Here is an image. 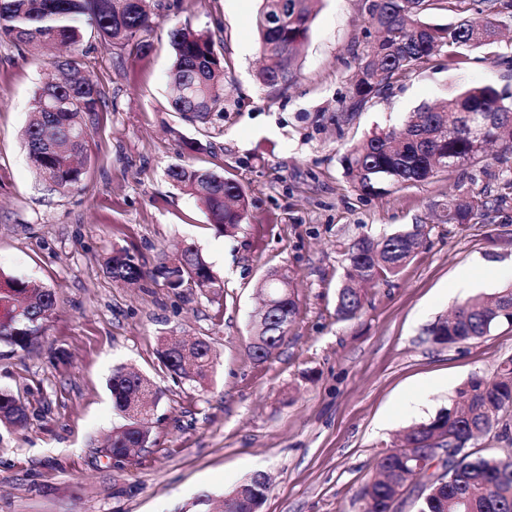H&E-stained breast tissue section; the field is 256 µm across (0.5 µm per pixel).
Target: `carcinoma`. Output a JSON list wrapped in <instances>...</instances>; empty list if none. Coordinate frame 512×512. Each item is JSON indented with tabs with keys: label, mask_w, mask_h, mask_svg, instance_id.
Wrapping results in <instances>:
<instances>
[{
	"label": "carcinoma",
	"mask_w": 512,
	"mask_h": 512,
	"mask_svg": "<svg viewBox=\"0 0 512 512\" xmlns=\"http://www.w3.org/2000/svg\"><path fill=\"white\" fill-rule=\"evenodd\" d=\"M315 0H261L255 16L260 51L270 64L259 72L267 86L288 85L296 77L295 63L307 38ZM467 0H370L369 19L381 37L368 46L357 68L348 113L359 112L390 87L434 65L443 56L460 64L457 49L491 48L498 42L496 16L512 8V0H481L478 17L465 16ZM435 9L459 15L456 23L440 27L424 16ZM90 26L112 47H132L146 53L145 38L158 26L147 0H0V39L17 46L36 45L47 51L77 46ZM174 51L169 71L172 107L183 118L207 123L224 101V56L211 38L189 27L169 31ZM61 78L37 89L24 129V144L35 174L55 191L82 189L89 158L91 130L99 114L109 109L104 93L84 73L86 63L74 57L54 61ZM489 112L491 127L478 141L471 128L473 115ZM496 146L512 155V97L492 86L472 85L464 91L412 113L398 131L379 130L348 145L342 157L345 175L361 196H380L406 184L424 182L440 174L481 163L487 149ZM168 176L193 195L216 230L231 233L248 215V198L236 181L215 171L176 166ZM478 194H450L435 203L440 219L448 224H470L486 209ZM419 226L410 231L364 237L349 250V267L336 295V313L351 320L361 312L364 287L384 281L410 261L421 245ZM180 277L168 286L211 291L221 281L192 246L174 259ZM114 279L135 283L163 275L167 262L153 270L135 264L129 254L115 251L105 261ZM262 296L277 302L267 315L257 314L250 349L262 361L288 333L298 313V302L287 271L274 270L259 285ZM56 309V296L48 288L0 272V344L27 352L39 344ZM502 323L512 325V286L477 302L460 305L450 318H439L426 334L438 345L477 340ZM176 337L161 341L160 358L172 373L195 382L207 379L212 369L210 344L196 339L187 356L172 349ZM151 381L124 367L113 370L109 388L115 409L127 423L112 433L111 458L130 459L149 439L150 413L140 411ZM467 405L450 407L428 422L402 431L418 448L435 434L469 442L493 430L505 438L512 433V359L503 362L496 376L474 375L459 389ZM27 420L26 408L13 392L0 389V424ZM446 481L436 479L422 489L420 512H512V452L482 454L461 449ZM376 468L388 470L383 479L365 485L363 512H390L396 486L415 478L413 463L402 459L395 447L379 457ZM267 484L254 475L231 492L234 512H252L259 506Z\"/></svg>",
	"instance_id": "cac0c4a2"
}]
</instances>
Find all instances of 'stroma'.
Listing matches in <instances>:
<instances>
[{
	"label": "stroma",
	"instance_id": "obj_1",
	"mask_svg": "<svg viewBox=\"0 0 512 512\" xmlns=\"http://www.w3.org/2000/svg\"><path fill=\"white\" fill-rule=\"evenodd\" d=\"M260 4L149 0L158 25L144 56L87 30L78 51L116 108L99 117L82 190L65 194L36 178L22 139L52 58L0 40V273L57 300L41 344L27 353L0 344V388L28 411L25 424L0 427V512H213L256 473L269 481L258 512H361L375 460L399 431L512 358V325L449 346L425 333L455 305L512 283V190L503 187L512 158L370 197L352 189L341 163L348 143L399 127L464 85L512 93V8L496 17L494 50L417 73L349 118L341 107L376 36L367 0H318L297 78L280 87L258 79ZM175 26L209 34L224 57V109L209 123L171 107ZM188 164L245 188L248 217L232 235L168 177ZM457 188L488 201L475 223L437 220L433 203ZM416 224L425 235L415 256L369 289L356 319H339L350 246ZM186 246L223 280L219 293L174 290L160 277L129 285L105 272L118 249L151 269ZM273 268L288 271L298 314L259 361L249 349L256 289ZM171 334L209 342L215 366L204 383L162 364ZM119 366L158 390L149 443L130 461L106 453L124 423L108 389Z\"/></svg>",
	"mask_w": 512,
	"mask_h": 512
}]
</instances>
